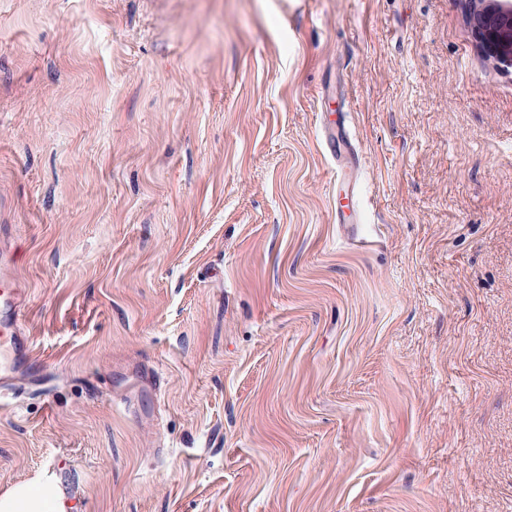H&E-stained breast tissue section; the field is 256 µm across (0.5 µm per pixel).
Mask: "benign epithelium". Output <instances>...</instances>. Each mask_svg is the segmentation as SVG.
Listing matches in <instances>:
<instances>
[{
	"instance_id": "obj_1",
	"label": "benign epithelium",
	"mask_w": 512,
	"mask_h": 512,
	"mask_svg": "<svg viewBox=\"0 0 512 512\" xmlns=\"http://www.w3.org/2000/svg\"><path fill=\"white\" fill-rule=\"evenodd\" d=\"M468 23L486 57L512 67V0H469Z\"/></svg>"
}]
</instances>
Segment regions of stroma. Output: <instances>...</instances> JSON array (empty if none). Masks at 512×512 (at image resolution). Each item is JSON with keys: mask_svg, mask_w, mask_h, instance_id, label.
Returning a JSON list of instances; mask_svg holds the SVG:
<instances>
[{"mask_svg": "<svg viewBox=\"0 0 512 512\" xmlns=\"http://www.w3.org/2000/svg\"><path fill=\"white\" fill-rule=\"evenodd\" d=\"M1 248L0 500L512 512V70L465 0H0ZM342 113L343 112H340V114L329 124V129H332V127L335 126L337 127V131L335 134L326 133L324 137V151L333 159L336 158V161L342 157L343 153L346 154L350 159L351 168L354 170L357 168L356 160L359 158V153L350 139V135L345 124V117ZM11 256L0 252V347L8 353L7 363L0 364V392L15 389V380L30 360V340L22 324V308L27 288L10 275ZM33 506L36 511L58 512L59 503L55 493L47 487H31L19 491L15 497L5 500L1 503L2 511H20L18 509L25 506Z\"/></svg>", "mask_w": 512, "mask_h": 512, "instance_id": "35a3bbf8", "label": "stroma"}]
</instances>
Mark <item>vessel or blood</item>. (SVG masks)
Here are the masks:
<instances>
[{
	"mask_svg": "<svg viewBox=\"0 0 512 512\" xmlns=\"http://www.w3.org/2000/svg\"><path fill=\"white\" fill-rule=\"evenodd\" d=\"M334 130L324 137V151L333 158L348 156L358 160L344 116H336ZM10 256L0 252V347L8 353L6 364H0V392L14 390L15 380L30 359V340L22 324V308L27 290L22 282L11 275Z\"/></svg>",
	"mask_w": 512,
	"mask_h": 512,
	"instance_id": "b4317fda",
	"label": "vessel or blood"
}]
</instances>
